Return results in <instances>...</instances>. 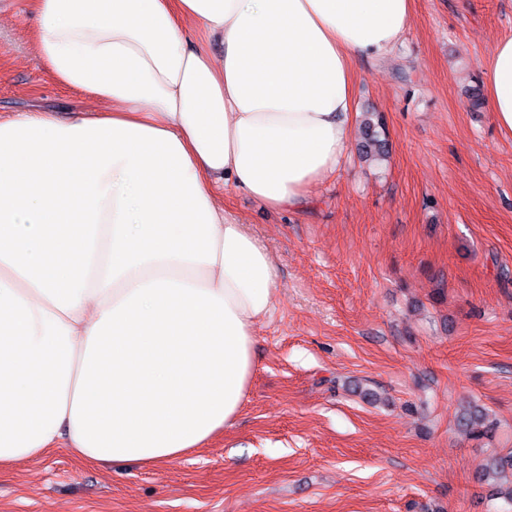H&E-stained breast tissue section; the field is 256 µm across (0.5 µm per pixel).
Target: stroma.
Here are the masks:
<instances>
[{"label":"stroma","mask_w":512,"mask_h":512,"mask_svg":"<svg viewBox=\"0 0 512 512\" xmlns=\"http://www.w3.org/2000/svg\"><path fill=\"white\" fill-rule=\"evenodd\" d=\"M0 0V113L78 111ZM512 0H413L402 45L352 63L348 163L299 210L224 206L274 254L251 386L206 447L155 465L66 450L0 470V512H512L480 479L512 452V137L468 96ZM389 155L361 159L364 113ZM486 409L494 428H457ZM460 425L472 439H481L491 430L486 412L477 408L465 413L460 419Z\"/></svg>","instance_id":"35a3bbf8"}]
</instances>
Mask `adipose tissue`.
Segmentation results:
<instances>
[{"label":"adipose tissue","mask_w":512,"mask_h":512,"mask_svg":"<svg viewBox=\"0 0 512 512\" xmlns=\"http://www.w3.org/2000/svg\"><path fill=\"white\" fill-rule=\"evenodd\" d=\"M26 2L91 106L0 118V469L176 460L233 424L274 313L276 261L225 192L295 211L336 173L352 61L393 53L412 0ZM481 75L512 134V36Z\"/></svg>","instance_id":"1"}]
</instances>
